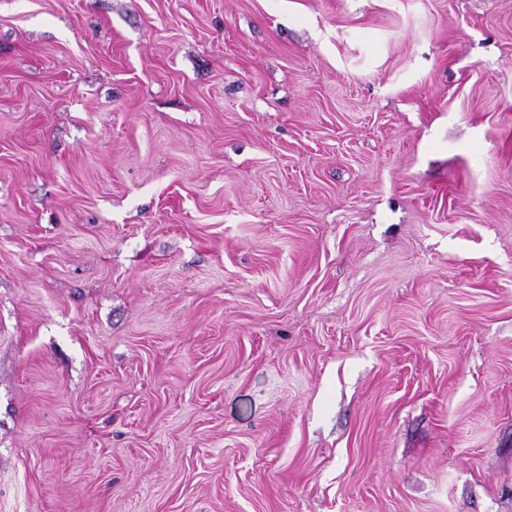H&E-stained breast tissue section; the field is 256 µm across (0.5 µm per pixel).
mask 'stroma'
<instances>
[{
    "instance_id": "35a3bbf8",
    "label": "stroma",
    "mask_w": 512,
    "mask_h": 512,
    "mask_svg": "<svg viewBox=\"0 0 512 512\" xmlns=\"http://www.w3.org/2000/svg\"><path fill=\"white\" fill-rule=\"evenodd\" d=\"M0 512H512V0H0Z\"/></svg>"
}]
</instances>
